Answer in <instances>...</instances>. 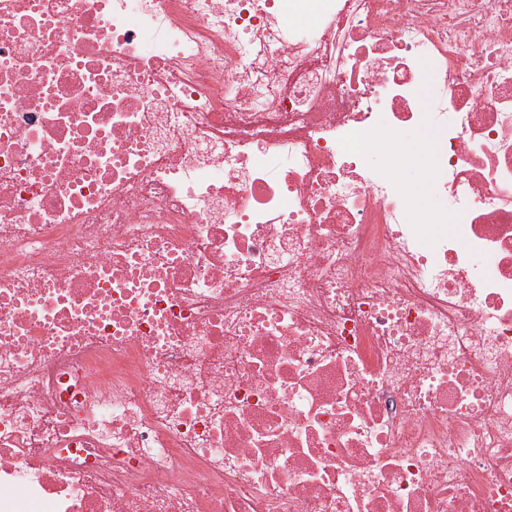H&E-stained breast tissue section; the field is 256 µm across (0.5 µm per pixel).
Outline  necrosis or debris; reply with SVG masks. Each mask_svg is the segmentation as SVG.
I'll list each match as a JSON object with an SVG mask.
<instances>
[{
  "mask_svg": "<svg viewBox=\"0 0 512 512\" xmlns=\"http://www.w3.org/2000/svg\"><path fill=\"white\" fill-rule=\"evenodd\" d=\"M0 512H512V0H0Z\"/></svg>",
  "mask_w": 512,
  "mask_h": 512,
  "instance_id": "4bbe7bcc",
  "label": "necrosis or debris"
}]
</instances>
